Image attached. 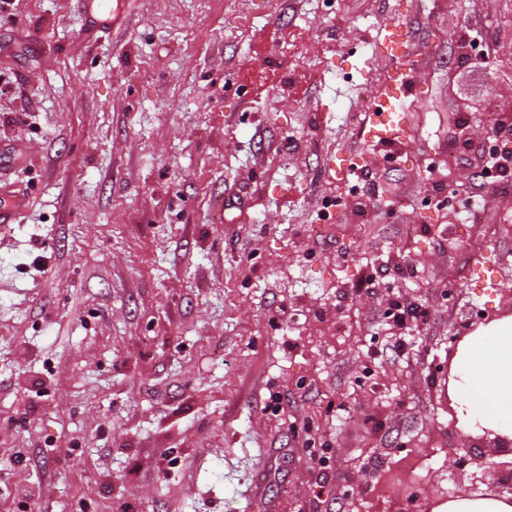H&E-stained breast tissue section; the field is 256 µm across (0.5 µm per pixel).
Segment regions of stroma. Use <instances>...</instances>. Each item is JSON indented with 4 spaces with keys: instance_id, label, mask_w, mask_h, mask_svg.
<instances>
[{
    "instance_id": "obj_1",
    "label": "stroma",
    "mask_w": 512,
    "mask_h": 512,
    "mask_svg": "<svg viewBox=\"0 0 512 512\" xmlns=\"http://www.w3.org/2000/svg\"><path fill=\"white\" fill-rule=\"evenodd\" d=\"M11 0L0 29V512H434L512 495V459L449 416L448 365L512 312L473 270L511 240L448 223L432 181L512 190L457 115L512 118V0H406L412 133L362 136L396 0ZM358 151L365 218L331 154ZM322 224L314 233V224ZM375 289H368V280ZM424 307L406 327L392 300ZM19 485L39 488L27 503ZM0 228L7 229L10 224H14L15 215L19 208V201L11 191L0 184Z\"/></svg>"
}]
</instances>
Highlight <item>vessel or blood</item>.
Returning <instances> with one entry per match:
<instances>
[{"instance_id":"obj_1","label":"vessel or blood","mask_w":512,"mask_h":512,"mask_svg":"<svg viewBox=\"0 0 512 512\" xmlns=\"http://www.w3.org/2000/svg\"><path fill=\"white\" fill-rule=\"evenodd\" d=\"M376 56L391 62L386 82L372 95L364 113L363 126L368 142L380 145L405 140L408 136L407 98L413 84L416 63L413 31L403 14H396L383 24L374 42ZM19 201L11 191L0 186V228L13 224Z\"/></svg>"}]
</instances>
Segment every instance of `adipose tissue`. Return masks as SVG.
Here are the masks:
<instances>
[{"label":"adipose tissue","mask_w":512,"mask_h":512,"mask_svg":"<svg viewBox=\"0 0 512 512\" xmlns=\"http://www.w3.org/2000/svg\"><path fill=\"white\" fill-rule=\"evenodd\" d=\"M448 400L461 431L512 446V314L479 326L459 343Z\"/></svg>","instance_id":"adipose-tissue-1"}]
</instances>
